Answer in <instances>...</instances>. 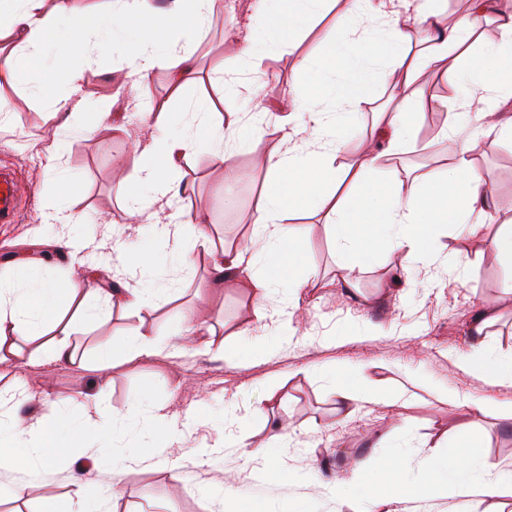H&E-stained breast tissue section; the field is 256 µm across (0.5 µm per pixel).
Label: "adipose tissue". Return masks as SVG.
<instances>
[{
	"instance_id": "ef3b65f1",
	"label": "adipose tissue",
	"mask_w": 512,
	"mask_h": 512,
	"mask_svg": "<svg viewBox=\"0 0 512 512\" xmlns=\"http://www.w3.org/2000/svg\"><path fill=\"white\" fill-rule=\"evenodd\" d=\"M0 0V40L12 43V66L5 75L13 84L36 82L53 74L68 87L63 97H50L55 128L82 134L76 114L84 64L97 56L119 53L127 76L141 99L145 118L158 129V137L133 150L135 175L122 187L124 212L131 223H149L150 245L135 248L122 236L113 239L112 255L117 275L139 280L138 288L126 290L125 306L140 311L156 307L171 288L159 275L164 264H191L189 243L206 247L216 272L241 280L256 294L272 288L289 291L288 310L280 325L281 338H289L292 311L300 302V291L310 279L305 260L306 240L300 229L287 225L288 215L314 210L325 219L329 237L341 255L336 276L351 282L358 260L383 248L399 258L400 268L426 258L435 238L451 224L479 232L496 225L491 244L496 256L512 269V223L499 221L489 206L484 181L469 157V148L455 133H448V165L436 176H381L385 160L399 154L416 136L420 117L438 107L435 98L411 91L426 71L445 70L450 83L464 85L463 96L453 109L468 111L473 97L488 103L477 113L487 136L496 143L512 144V115L497 113V103L512 100V0H470L468 12L447 23L434 7L435 0H401L394 22L381 28V50H365L368 33L360 29L365 16H380L381 0H350L346 12L321 35L314 56L303 58L302 67L318 78L302 93L290 95L283 113L269 109L238 117L249 131L242 146L262 140L268 130L281 135L282 149L266 156V186L257 198L251 232L241 244L215 246L209 221L200 213L188 214L172 224L156 220L157 202L174 205L180 200L183 175L177 163L206 131L210 157L222 167L228 180L242 179L224 147V125L216 121L211 105L187 101L183 89L197 81V67L184 42L203 32L211 16L226 11L224 0H107L104 12H76L70 0ZM334 0H254V24L250 35L228 26L224 37L238 44L240 55L254 72L264 69L270 46L265 37L276 32L286 40L312 31L332 9ZM494 10L499 35L481 41L478 28L487 10ZM426 31L427 46L410 52L409 31ZM66 29V44L48 56L46 44L52 31ZM399 72L402 80L389 87L386 107L378 114L377 145L359 144L362 160L357 165L338 164L336 157L345 142L341 128L354 112L370 103V83L377 66ZM173 71L176 82L170 96L155 97L148 84L158 70ZM103 302L92 301L80 277L53 278L35 261H20L10 277L0 276V368L16 369L23 362L22 345L40 341L41 357L49 363H78L69 334L59 327L68 310L80 321L92 322L109 314L112 289H103ZM161 342L152 335L126 336L120 346L98 345L92 356L95 368L110 367L115 358L131 363L158 354ZM345 401L392 402L401 391L390 390L369 380L361 371L349 370L338 377ZM31 398L24 385L0 395V418L15 419V431L0 438V468H45L74 455L89 457L91 464L76 478L77 497L60 501L46 497L42 512H104L107 502L120 489L128 463L162 457L166 447L178 442L192 421L169 415L149 391L133 398L140 419L135 428L105 406H98V419L88 423L84 403L70 398L52 403L51 412L33 423L19 419L18 408ZM484 442L471 434L465 444L422 462L423 484L414 487L398 460L381 462L393 477L396 499L411 501L440 493L482 503L488 498L512 499V471L485 478L477 470ZM111 476L109 485L94 481V471Z\"/></svg>"
}]
</instances>
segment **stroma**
<instances>
[{
	"label": "stroma",
	"instance_id": "35a3bbf8",
	"mask_svg": "<svg viewBox=\"0 0 512 512\" xmlns=\"http://www.w3.org/2000/svg\"><path fill=\"white\" fill-rule=\"evenodd\" d=\"M252 11L253 0H235L234 16L213 17L193 47L201 75L187 95L219 96L226 79L243 85L240 98L219 115L226 124L233 113L277 107L287 101L289 85L302 87L311 80L300 72L299 62L316 51L315 30L274 49L261 73L244 68L237 49L224 41V28L233 20L247 29ZM218 59L224 62L220 81L210 77ZM49 91L61 95L65 89L52 83L43 92L32 84H0V97L14 111L12 122L0 125V169L10 170L18 185L15 216L0 223V268L35 257L66 270L68 259L57 241L69 229L45 223L43 217L57 191L56 170L75 176L79 190L69 210L84 220L99 245L111 246L117 231L133 242L148 238L147 225L119 221L121 185L134 174L129 151L134 143L148 142L152 131L117 57H99L85 72V95L109 113L102 120L94 110L82 112L77 122L88 127V134L55 135L45 98ZM482 107V101L473 102L470 116L457 124L458 136L469 144L472 164L506 221L512 219V146L480 133L473 115ZM448 119L445 106L425 112L415 140L389 161L388 170L401 176L444 170L448 143L439 132ZM280 146L279 132L271 130L259 143L235 152L245 179L232 186L225 185L224 172L212 165L206 147L198 146L180 161L192 191L180 209L156 203L158 219H176L181 210L203 212L214 238L229 246L242 242L264 187L263 160ZM290 223L306 230L305 259L314 276L301 291L297 330L288 343L278 341L285 292L275 288L256 301L238 282L216 283L208 255L197 247L194 269L162 270L174 283L175 299L140 312L114 303L104 319L77 325L73 338L88 354L100 343L119 341L139 329L172 341L179 312L202 304L214 331L212 341L223 345L224 357L202 348L180 354L165 349L136 364L117 361L97 371L42 362L39 342L24 344L28 361L20 375L32 395L20 409L26 420H37L51 402L80 393L102 395L113 413L134 420L138 413L131 399L144 387L178 419L207 409L208 423L168 448L164 462H138L126 470L119 496L108 504L110 512H221L226 487L240 498L263 502L267 512H294L301 502L313 512H407L406 503L391 494L388 473L377 472L370 500L333 494L331 486L349 478L361 459L397 458L410 478L420 479L424 457L459 446L470 431L484 439L485 472L512 470V421L489 413L512 404V380L486 378L467 360L473 344L469 324L483 305L500 298L507 274L489 246L496 225L476 236L448 228L433 256L405 271L397 270L394 255H379L348 287L335 281L339 254L320 217L299 213ZM246 344L269 346L273 352L246 357L240 353ZM349 368L379 383L403 385L408 402L356 404L344 413L332 374ZM221 436L230 449L199 464L198 451ZM76 469L70 462L0 468V512H39L46 493L61 499L74 494ZM17 485L25 488L19 499L11 494Z\"/></svg>",
	"mask_w": 512,
	"mask_h": 512
}]
</instances>
